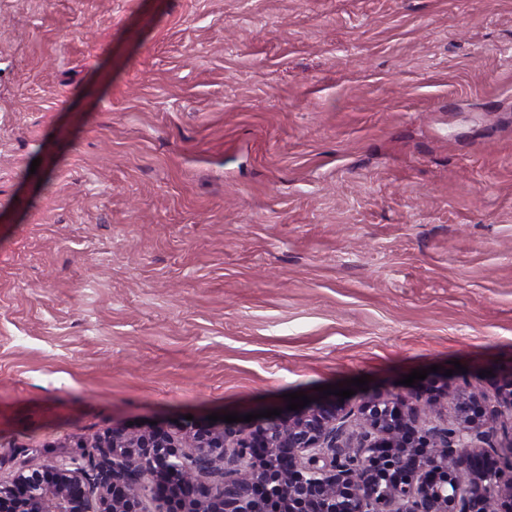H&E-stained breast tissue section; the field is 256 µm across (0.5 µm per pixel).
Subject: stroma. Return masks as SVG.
Segmentation results:
<instances>
[{
	"instance_id": "35a3bbf8",
	"label": "stroma",
	"mask_w": 512,
	"mask_h": 512,
	"mask_svg": "<svg viewBox=\"0 0 512 512\" xmlns=\"http://www.w3.org/2000/svg\"><path fill=\"white\" fill-rule=\"evenodd\" d=\"M416 369H512V0H0L1 479Z\"/></svg>"
}]
</instances>
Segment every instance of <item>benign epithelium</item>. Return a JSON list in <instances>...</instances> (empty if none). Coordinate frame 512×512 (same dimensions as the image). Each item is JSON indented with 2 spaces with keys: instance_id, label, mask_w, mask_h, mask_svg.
Listing matches in <instances>:
<instances>
[{
  "instance_id": "7a95c632",
  "label": "benign epithelium",
  "mask_w": 512,
  "mask_h": 512,
  "mask_svg": "<svg viewBox=\"0 0 512 512\" xmlns=\"http://www.w3.org/2000/svg\"><path fill=\"white\" fill-rule=\"evenodd\" d=\"M512 372L494 399L447 383L271 418L113 428L0 481V512H512ZM234 465L224 468V462Z\"/></svg>"
}]
</instances>
